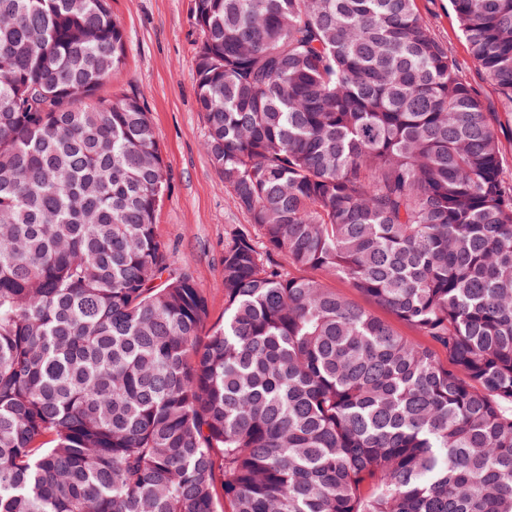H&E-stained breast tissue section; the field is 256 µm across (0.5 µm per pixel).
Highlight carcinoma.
<instances>
[{"mask_svg": "<svg viewBox=\"0 0 512 512\" xmlns=\"http://www.w3.org/2000/svg\"><path fill=\"white\" fill-rule=\"evenodd\" d=\"M450 5L512 109V0ZM191 14L205 148L251 221L212 324L154 230L149 112L97 95L110 0H0V512H512L499 113L416 0ZM317 275L321 277L329 287L335 288L336 291L338 292L348 294L353 300L371 309L376 315L380 316L383 319H386L387 321H390L401 335L415 338L414 333L408 326L401 322H398L390 313H388L382 307L377 306L375 303L366 299L364 296L355 293L352 290V288H349L347 282L338 278L324 276L321 273H317Z\"/></svg>", "mask_w": 512, "mask_h": 512, "instance_id": "cac0c4a2", "label": "carcinoma"}]
</instances>
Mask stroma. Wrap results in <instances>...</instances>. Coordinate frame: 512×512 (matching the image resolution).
<instances>
[{
	"mask_svg": "<svg viewBox=\"0 0 512 512\" xmlns=\"http://www.w3.org/2000/svg\"><path fill=\"white\" fill-rule=\"evenodd\" d=\"M433 36L457 60L461 76L490 111L501 113L498 136L512 166V116L504 114L496 84L471 58L449 0H416ZM127 37V53L102 97L135 95L149 112L168 170L155 232L201 288L210 322L224 317V246L250 218L241 210L204 148L207 121L196 100L191 0H111Z\"/></svg>",
	"mask_w": 512,
	"mask_h": 512,
	"instance_id": "35a3bbf8",
	"label": "stroma"
}]
</instances>
